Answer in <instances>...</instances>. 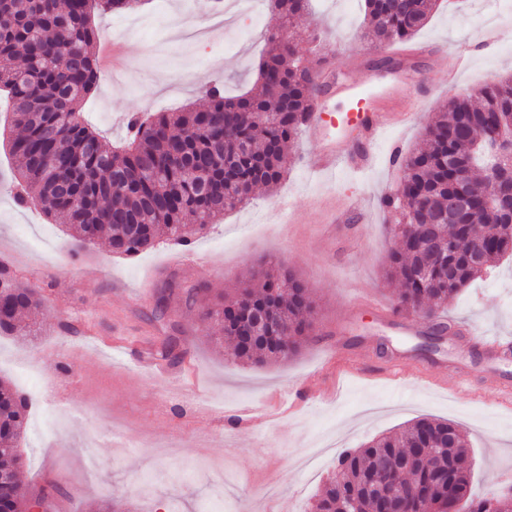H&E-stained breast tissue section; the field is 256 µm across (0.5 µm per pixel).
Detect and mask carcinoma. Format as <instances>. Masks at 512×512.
<instances>
[{"mask_svg": "<svg viewBox=\"0 0 512 512\" xmlns=\"http://www.w3.org/2000/svg\"><path fill=\"white\" fill-rule=\"evenodd\" d=\"M141 0H0V93L20 136L7 144L18 159L12 182L21 204L35 201L57 224L74 227L71 250L107 233L112 251L133 257L166 239L191 243L224 212L250 199L258 185L280 183L287 148L301 133L312 110L316 85L302 65L288 24L303 16L307 0H271L282 21L270 33L272 43L258 72L255 94L224 96L211 86L205 101L185 112L133 115L122 147L104 146L81 121L84 104L98 87L100 72L90 53L99 32L91 9L103 13L134 11ZM438 0H364L369 17L366 40L391 44L411 39L429 20ZM496 133L512 136V77L480 90V101L467 96L446 102L425 127V146L405 157L395 191L382 197L383 209L403 225L400 248L389 254L387 277L400 285L398 309L430 323L420 350L428 351L450 328L448 306L495 260L512 256V186L489 190L487 180L471 176L487 167ZM470 182L469 204L448 216L442 233L453 241L448 264L431 262L418 244L432 235L419 213L408 209L416 199L434 212L458 195L460 179ZM9 313L0 315V335L21 333L22 316L45 301L34 288L11 284ZM313 302L305 285L284 270L271 277L250 271L233 295H218L199 309L212 330L210 338L230 346V355L253 366L282 363L296 355L312 328ZM288 345V354L282 345ZM156 353L177 362L181 341L164 338ZM32 398L0 381V474L13 483L9 505H24L30 491L18 477L23 455L18 443L26 428ZM428 448L429 461H418L403 481L399 507L418 512L429 495L448 503V466L463 491L466 512H497L508 497L470 494L471 462L458 425L421 417L363 448L342 451L332 479L321 491L318 512H338L344 498L360 501L364 512L377 507L365 494L369 474Z\"/></svg>", "mask_w": 512, "mask_h": 512, "instance_id": "1", "label": "carcinoma"}]
</instances>
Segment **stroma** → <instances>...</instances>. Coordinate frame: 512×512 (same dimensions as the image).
<instances>
[{
	"mask_svg": "<svg viewBox=\"0 0 512 512\" xmlns=\"http://www.w3.org/2000/svg\"><path fill=\"white\" fill-rule=\"evenodd\" d=\"M219 14L216 0H145L133 13L95 16L101 41L118 43L123 62L121 78L103 70L84 106L106 145L125 137L122 116L179 111L199 103L213 84L230 95L252 88L278 22L265 2L257 16L221 29L213 23ZM490 28L497 41L485 50L480 37ZM364 29L363 0H311L291 34L304 66L333 54L359 77L388 53L370 44ZM406 47L420 53L427 102L412 123L386 131L372 170L316 177L306 166L313 146L299 137L274 190L257 187L246 207L226 213L189 246L164 242L129 258L113 253L102 235L74 254L67 225L51 223L41 208L18 206L0 186V254L16 281L47 298L29 316L37 336H0V377L17 380L20 366L41 376L20 443V478L33 492L54 482L44 512H100L108 501L119 512H156L160 502L166 512H316L336 451L422 416L454 421L465 432L472 493L486 497L502 488L503 474L512 471V405L490 402L482 383L512 377V355L477 362L476 343L447 336L425 359L429 375L395 380L336 368L324 351L338 342L371 353L421 343L426 321L413 331L367 308L397 306V289L384 278L397 246L395 221L380 199L401 170L388 156L421 146L424 127L448 99L512 75V0H442ZM460 57L468 64L449 83ZM363 194L371 222L338 224V213ZM263 263L295 273L317 315L293 359L256 368L213 346L185 300L196 288L199 307L206 305ZM449 317L512 338V261L501 259L464 289ZM82 327L92 337H81ZM168 336L181 339L182 358L168 373H149L141 359ZM461 369L474 371L477 382L457 392L452 385ZM324 441L334 455L314 475L304 474L298 461Z\"/></svg>",
	"mask_w": 512,
	"mask_h": 512,
	"instance_id": "obj_1",
	"label": "stroma"
}]
</instances>
